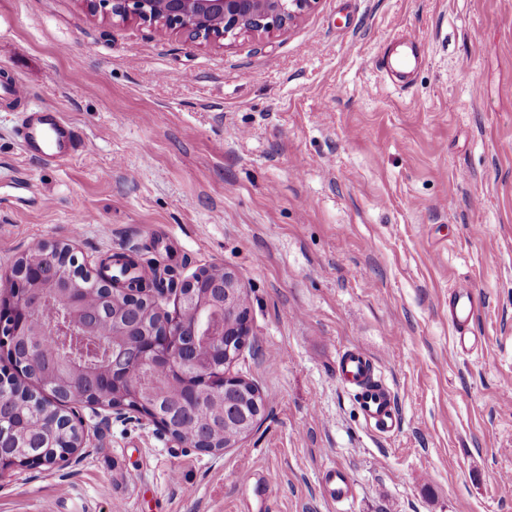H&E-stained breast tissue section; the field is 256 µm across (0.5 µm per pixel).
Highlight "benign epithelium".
<instances>
[{"mask_svg":"<svg viewBox=\"0 0 512 512\" xmlns=\"http://www.w3.org/2000/svg\"><path fill=\"white\" fill-rule=\"evenodd\" d=\"M93 13L104 11L111 22L136 20L156 28H171L196 38L236 39L243 35H270L309 12L317 0H86ZM74 281L87 269L70 247L46 246L40 260L18 264L0 278L8 292L0 297V347L7 348L6 363H0V393L10 391L15 365L17 337L50 336L52 327L36 322L40 302L59 295L70 307L67 294L59 293L56 282L45 270ZM97 286L114 303L143 313L142 337L129 340L112 333V348L128 351L130 364L147 371L145 379L133 381L123 370H112V410L129 411L152 423L169 442L178 447L196 448L221 454L236 446L256 427L264 404L257 388L246 389L248 381L233 375L228 366L235 361L244 337L250 335L244 298L236 272L211 269L187 281L176 283L174 312L154 314V291L129 289L115 279L98 276ZM241 319L232 331L228 323ZM78 372L61 363L54 376L69 385L74 395L95 406L104 401L92 398V391L74 385ZM166 384L185 391L179 406L164 412L157 403V385ZM220 404L214 417L215 434L198 430L202 424L199 408L210 402ZM23 413H0V476L16 467H58L80 462L79 451L86 443L83 417L70 410L56 423L69 434L67 444L46 453L42 449L17 457H4L1 449L12 446Z\"/></svg>","mask_w":512,"mask_h":512,"instance_id":"7a95c632","label":"benign epithelium"}]
</instances>
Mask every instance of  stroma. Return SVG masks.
Returning a JSON list of instances; mask_svg holds the SVG:
<instances>
[{
  "label": "stroma",
  "mask_w": 512,
  "mask_h": 512,
  "mask_svg": "<svg viewBox=\"0 0 512 512\" xmlns=\"http://www.w3.org/2000/svg\"><path fill=\"white\" fill-rule=\"evenodd\" d=\"M407 83L380 70L404 33ZM0 274L36 243L95 269L125 253L182 279L241 277L231 371L265 411L237 447L172 446L75 402L78 465L0 477V512H512V0H317L272 36L194 38L0 0ZM78 130L60 167L26 157L38 108ZM486 299L461 354L448 292ZM357 348L399 426L367 424L336 366ZM339 467L353 499L327 497ZM403 38L410 49V53H403L394 57H384L382 64L384 69L404 71L416 60L417 50L420 45L418 39L412 34H404Z\"/></svg>",
  "instance_id": "stroma-1"
}]
</instances>
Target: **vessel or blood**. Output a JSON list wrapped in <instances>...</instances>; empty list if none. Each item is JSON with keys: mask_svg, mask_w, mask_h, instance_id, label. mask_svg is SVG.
Returning a JSON list of instances; mask_svg holds the SVG:
<instances>
[{"mask_svg": "<svg viewBox=\"0 0 512 512\" xmlns=\"http://www.w3.org/2000/svg\"><path fill=\"white\" fill-rule=\"evenodd\" d=\"M404 40L407 52L384 58V69L403 71L411 66L419 41L410 34L405 35ZM18 136L24 152L46 165H62L78 151L79 136L75 128L62 113L52 109L24 113ZM485 308L484 297L472 287L462 286L449 292L448 320L453 327L457 351L466 352L480 345L476 325ZM339 372L343 380L357 390L366 420L380 431L395 430L399 424L395 400L387 387L376 379L372 360L360 350H345L340 356ZM323 483L336 500H347L352 494L351 483L342 471H326Z\"/></svg>", "mask_w": 512, "mask_h": 512, "instance_id": "obj_1", "label": "vessel or blood"}]
</instances>
